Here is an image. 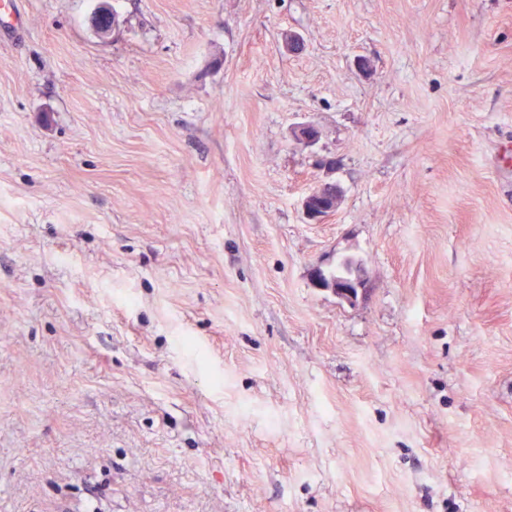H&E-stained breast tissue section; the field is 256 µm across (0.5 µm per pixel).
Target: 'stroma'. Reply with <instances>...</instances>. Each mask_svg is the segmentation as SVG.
<instances>
[{"instance_id":"stroma-1","label":"stroma","mask_w":512,"mask_h":512,"mask_svg":"<svg viewBox=\"0 0 512 512\" xmlns=\"http://www.w3.org/2000/svg\"><path fill=\"white\" fill-rule=\"evenodd\" d=\"M0 512H512V0H17ZM339 189L336 184L329 181H323L309 190L301 200V208L305 218L313 224H321L326 219L335 214L337 208L332 206L331 198ZM341 197V193L338 195ZM328 200V201H327ZM313 283L316 288L331 290L339 299L349 304L356 302L365 291V283L356 271L345 278H334L321 268L313 269Z\"/></svg>"}]
</instances>
